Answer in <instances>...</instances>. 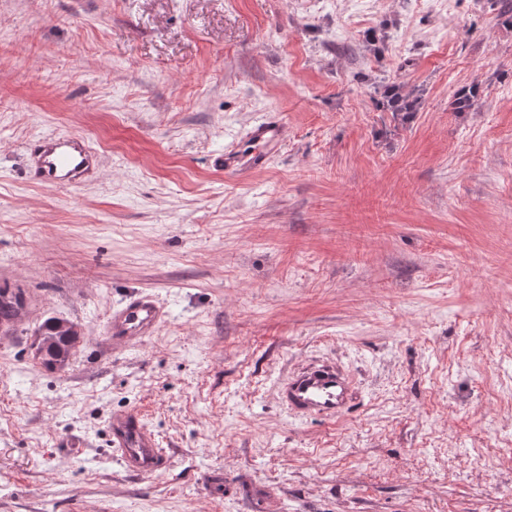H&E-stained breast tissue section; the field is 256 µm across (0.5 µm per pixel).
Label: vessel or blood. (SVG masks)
<instances>
[{
	"instance_id": "1",
	"label": "vessel or blood",
	"mask_w": 512,
	"mask_h": 512,
	"mask_svg": "<svg viewBox=\"0 0 512 512\" xmlns=\"http://www.w3.org/2000/svg\"><path fill=\"white\" fill-rule=\"evenodd\" d=\"M283 128L279 122L254 125L248 132L251 149L232 150L221 157L225 168L239 164L259 166L280 144ZM32 171L40 183L72 186L90 173L95 154L76 137L40 139L30 146ZM165 317L159 301L151 294L136 292L112 307L108 316V333L113 342L125 344L152 335ZM286 404L302 415L336 418L344 413L352 398L351 382L335 366L324 365L290 376L281 389ZM111 443L124 468L134 475L152 474L167 464V458L151 433L138 418L120 412L109 421Z\"/></svg>"
}]
</instances>
